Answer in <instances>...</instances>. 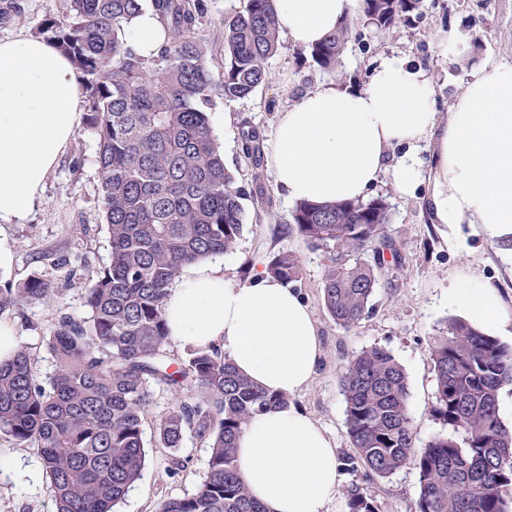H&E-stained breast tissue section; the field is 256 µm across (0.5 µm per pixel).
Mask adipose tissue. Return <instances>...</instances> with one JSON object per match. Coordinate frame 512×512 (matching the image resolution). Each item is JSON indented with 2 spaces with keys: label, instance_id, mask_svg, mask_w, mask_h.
<instances>
[{
  "label": "adipose tissue",
  "instance_id": "1",
  "mask_svg": "<svg viewBox=\"0 0 512 512\" xmlns=\"http://www.w3.org/2000/svg\"><path fill=\"white\" fill-rule=\"evenodd\" d=\"M280 34L308 48L335 30L352 0H273ZM81 96L70 59L50 41L0 38V223L22 221L73 141ZM428 72L390 58L360 88L318 85L280 112L271 167L288 201L363 199L390 174L396 191L429 182L435 223L466 224L512 244V65L485 66L447 116H439ZM434 145L424 175L414 148ZM406 147L390 160L393 147ZM448 305L478 330L512 327L495 288L452 283ZM178 345L223 347L236 371L284 403L254 414L234 449L237 474L268 512H340L342 477L334 440L295 397L322 355L310 306L288 285L256 272L232 286L224 261L187 265L164 306Z\"/></svg>",
  "mask_w": 512,
  "mask_h": 512
}]
</instances>
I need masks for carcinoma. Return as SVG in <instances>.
Wrapping results in <instances>:
<instances>
[{
	"label": "carcinoma",
	"mask_w": 512,
	"mask_h": 512,
	"mask_svg": "<svg viewBox=\"0 0 512 512\" xmlns=\"http://www.w3.org/2000/svg\"><path fill=\"white\" fill-rule=\"evenodd\" d=\"M421 0H362L367 24L386 32L419 10ZM151 8L164 29L150 58L128 43L135 17ZM70 22L47 23L82 75L86 111L98 144L109 262L86 288L90 316H61L46 346L55 359L44 386L30 351L0 362V432L38 449L55 512H114L141 479L144 423L154 387L176 400L155 419L154 442L170 451L169 475H180L186 434L210 451L206 479L194 493L161 501L156 512H267L237 477L233 449L253 414L281 398L241 377L216 348L190 349L184 367L167 359L164 302L182 268L234 249L245 220V190L224 164L208 117L215 99L249 96L269 81L267 64L281 47L273 0H244L221 35L201 37L210 0H69ZM350 25L308 49L333 70ZM224 55L215 77L210 60ZM259 166L262 143L244 134ZM386 199L317 204L299 201L286 230L325 253L322 302L344 329L372 310L385 254L400 256L386 232ZM266 273L285 283L302 278L295 250L274 254ZM61 289L34 274L0 288V314L57 297ZM432 412L447 428L424 445L409 412L407 376L382 347L342 364L351 447L366 472L387 478L411 467L419 479L417 512H512V424L499 415L498 394L512 386V347L463 320L435 342ZM349 512H378L375 495L353 486Z\"/></svg>",
	"instance_id": "obj_1"
}]
</instances>
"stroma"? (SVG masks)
<instances>
[{"label": "stroma", "instance_id": "obj_1", "mask_svg": "<svg viewBox=\"0 0 512 512\" xmlns=\"http://www.w3.org/2000/svg\"><path fill=\"white\" fill-rule=\"evenodd\" d=\"M68 15L67 0H0V38L43 36L47 21L64 24ZM348 18L351 32L335 70L321 69L301 47L286 41L268 63V84L244 99L216 100L209 111L225 164L238 184L250 190L255 182H262L270 199L261 208L254 199L245 200L249 219L235 248L224 255V276L231 283H242L264 269L279 250L299 252L303 278L296 288L314 313L323 355L312 382L295 402L334 438L344 474L342 489L356 485L375 492L380 512H415L419 483L414 469L407 467L378 479L366 476L354 460L340 368L363 349H387L407 375L410 414L419 442H426L442 429L431 412L435 377L430 350L456 318L446 302L448 283L456 276L479 277L498 288L505 306L512 309V256L467 227L451 236L434 223L426 188L404 197L395 191L391 178H383L372 195L386 197L390 204L387 233L399 243L401 257L389 263L368 316L357 327L343 329L322 304L323 252L306 247L297 236L283 234L293 205L276 185L269 163L255 168L245 158L242 133L256 130L264 145L272 146L278 114L294 99L324 82L364 86L373 67L388 58L425 68L435 88L436 110L447 114L481 67L512 65V0H422L417 14L387 32L367 25L359 0H354ZM454 31L463 35L464 44L444 52L441 42ZM97 159V136L87 122H80L74 141L45 183L40 205L24 222L0 226V249L12 255L11 264L0 268V287L38 273L56 280L62 289L55 302L8 314L20 328V346L35 354L44 379L54 365L44 336L57 313L87 318L84 295L91 272L109 260ZM62 256L69 258V265L59 264ZM83 259L87 269L80 278L69 279L70 267ZM180 454L187 458L188 467L173 478L168 474V449L148 445L142 478L115 512H155L160 501L193 493L207 475L209 450L188 436ZM53 510L50 484L36 448L18 446L0 434V512Z\"/></svg>", "mask_w": 512, "mask_h": 512}]
</instances>
